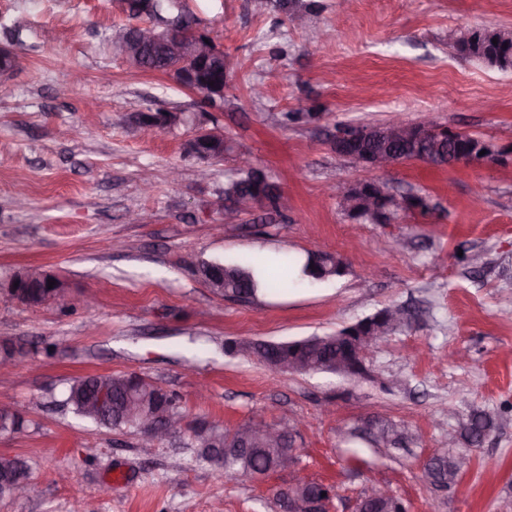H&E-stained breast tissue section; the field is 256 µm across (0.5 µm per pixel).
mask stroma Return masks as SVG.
Listing matches in <instances>:
<instances>
[{
    "mask_svg": "<svg viewBox=\"0 0 512 512\" xmlns=\"http://www.w3.org/2000/svg\"><path fill=\"white\" fill-rule=\"evenodd\" d=\"M292 27L277 0H183L224 52V110L167 74L130 66L106 38L127 17L114 0H0V46L26 66L0 98V341L24 345L0 372V405L27 407L22 430L0 435V455L28 468L31 492L0 497V512H280L292 473L220 478L180 435L141 447L51 406L73 379L136 372L179 398L188 422L227 429L296 420L301 466L335 485L334 512H355L384 488L407 512H512V422L472 448L473 464L447 490L425 487L422 467L477 410L512 404V71L458 57L476 27H512V0H315ZM280 77L263 97L250 85ZM162 108L188 125L145 132L139 113ZM286 112L301 122L283 126ZM505 147L502 161L390 171L350 166L332 138L390 114ZM220 127L234 150L200 176L183 142ZM251 158L288 199L216 233V201ZM345 178L428 199L427 214L397 211L358 224L325 192ZM141 216L126 220L127 212ZM343 259L340 278L248 302L216 293L202 261L244 254ZM37 265L69 290L63 304L29 307L5 285ZM409 312L365 357L368 374L284 373L230 342L336 333L379 310ZM207 399L196 397L199 386ZM404 423L408 449L375 448L352 430L364 418Z\"/></svg>",
    "mask_w": 512,
    "mask_h": 512,
    "instance_id": "1",
    "label": "stroma"
}]
</instances>
